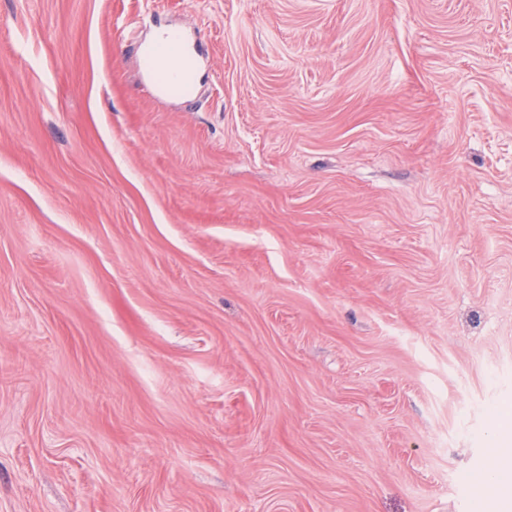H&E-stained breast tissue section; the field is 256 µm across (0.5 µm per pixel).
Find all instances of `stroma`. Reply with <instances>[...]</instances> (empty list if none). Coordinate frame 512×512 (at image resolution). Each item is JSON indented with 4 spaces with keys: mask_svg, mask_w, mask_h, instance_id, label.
<instances>
[{
    "mask_svg": "<svg viewBox=\"0 0 512 512\" xmlns=\"http://www.w3.org/2000/svg\"><path fill=\"white\" fill-rule=\"evenodd\" d=\"M506 407L512 0H0V512H476ZM180 38L181 35L178 31H168L145 52V56L148 59V75L156 81L160 89L168 94L186 91V71L179 66H170L164 54V49Z\"/></svg>",
    "mask_w": 512,
    "mask_h": 512,
    "instance_id": "stroma-1",
    "label": "stroma"
}]
</instances>
